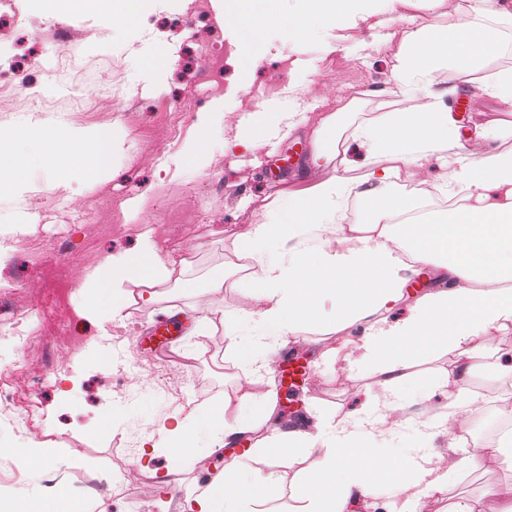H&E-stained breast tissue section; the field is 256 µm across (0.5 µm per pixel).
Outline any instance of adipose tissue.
Masks as SVG:
<instances>
[{"mask_svg":"<svg viewBox=\"0 0 512 512\" xmlns=\"http://www.w3.org/2000/svg\"><path fill=\"white\" fill-rule=\"evenodd\" d=\"M150 0H68L74 17L89 14L124 19L138 17ZM305 15L274 18L269 9L241 13L237 0H224L225 18L250 38L259 37L273 20L287 30L319 26L336 29L337 43L367 21L357 0H307ZM474 21L457 29L424 25L403 37L395 55V73L410 81L433 82V74L452 63L460 84L470 82L490 54L512 56V8H489L488 0H470ZM346 108L324 116L311 133L313 166H332L333 174L306 189L275 201L262 220L242 234L239 246L257 270L252 291L266 300L261 322L268 335L279 336L309 326L341 333L357 323L370 333L363 343V361L378 367L391 396L407 383L408 371L421 357L437 350L458 354L459 384L449 394V417L472 403L471 378L480 371L500 372L492 359L490 336L512 330V152L493 142L504 120L477 122L452 111L441 100L405 112H385L359 123L350 150H343L339 132ZM360 154L366 170L348 174V152ZM451 159L444 184L459 205L420 210L417 199L394 192L401 170ZM366 205L363 220L349 224V200ZM312 224L340 233L341 245L331 252L299 249L288 261L274 260L276 239L295 237L298 226ZM430 267L437 290L419 296L404 319L388 322L387 313L402 299V271L407 264ZM173 273L149 247L134 255H115L97 272L99 279L135 277L147 284L168 280ZM334 317L324 321L325 300ZM380 412L336 430V442L324 448L319 470L307 477L302 512H367L376 484L390 483L395 492L443 493L453 476L434 463L431 450L393 458L372 442L381 438ZM270 484L238 483L235 493L214 486L188 499V512H240L244 501L268 495Z\"/></svg>","mask_w":512,"mask_h":512,"instance_id":"1","label":"adipose tissue"}]
</instances>
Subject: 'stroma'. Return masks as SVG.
Listing matches in <instances>:
<instances>
[{
    "label": "stroma",
    "mask_w": 512,
    "mask_h": 512,
    "mask_svg": "<svg viewBox=\"0 0 512 512\" xmlns=\"http://www.w3.org/2000/svg\"><path fill=\"white\" fill-rule=\"evenodd\" d=\"M223 2L163 0L125 23L101 15L75 18L66 0L49 12L35 0H0V156L25 176L23 186L0 189V300L20 314L18 324H0V383L16 363L27 364L43 429L22 443L0 421V512L39 499L61 512L77 505L130 512L134 504L141 512H186L187 498L221 476L231 460L238 461L241 479L275 481L266 512H300V478L318 468L321 442L387 396L381 371L359 363L363 325L341 335L317 328L276 339L264 335L262 303L248 291L253 270L239 253V237L262 219L266 205L331 175V167L308 166L310 134L340 99L354 100L365 119L430 98L434 88L423 83L399 93L391 51L413 25L453 28L469 21L468 0H413L397 11L388 0H372L381 27L352 30L343 52L327 28L292 34L271 25L246 45L225 25ZM249 55L259 63L248 65ZM19 71L28 91L20 89ZM102 89L111 91L112 109L102 106ZM375 89L382 97H372ZM273 112L293 113L294 124L270 139L264 123ZM55 127L113 142L106 166L67 173L51 150L29 164L30 132ZM245 128L258 148L225 151V138ZM147 233L159 241L160 258L173 265L171 278L150 287L120 281L128 294L122 318L90 314V298L102 296L108 284L88 283V273L108 255L138 250ZM172 235L192 245L196 260L167 250ZM59 259L77 263L74 281L56 283ZM54 283L55 304L28 294ZM173 310L186 320L176 351L150 338L156 320ZM74 322L87 341L69 368L49 373L52 344ZM123 327L131 340L121 348L114 334ZM250 344L269 356L296 348L305 357L309 373L298 405L315 448L284 458L274 437L289 421L276 414L247 447L211 451L207 415L221 408L228 422L248 423L265 398L284 403L272 365L253 377L246 361ZM340 347L356 363L347 377L325 356ZM455 360L441 350L416 362L409 380L414 391L401 396L388 446L392 455L409 454L423 447V428L434 431V450L455 483L446 497L424 499V512L474 501L483 512H501L492 491L512 483V469L493 461L471 466L468 445L497 441L503 409L512 405V379H474L471 388L483 408L458 437L447 414H426L428 405L447 406ZM133 361L174 381L193 380V394L184 401L160 387L117 394L115 381ZM191 411L200 420L188 447H170V431ZM147 425L157 443L150 457L139 450ZM29 443L56 448L57 460L28 458ZM130 468L147 475L148 483L127 482ZM174 468L184 483L163 490L161 479ZM95 482L105 493L92 490Z\"/></svg>",
    "instance_id": "35a3bbf8"
}]
</instances>
